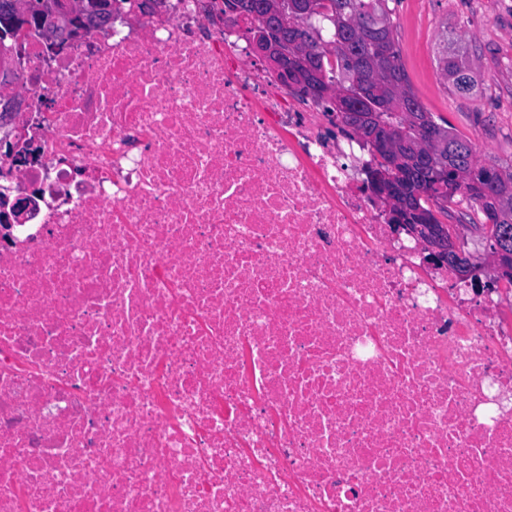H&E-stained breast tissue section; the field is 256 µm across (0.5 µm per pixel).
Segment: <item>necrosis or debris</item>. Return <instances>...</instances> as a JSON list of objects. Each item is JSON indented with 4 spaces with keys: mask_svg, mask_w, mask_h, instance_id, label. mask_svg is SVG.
<instances>
[{
    "mask_svg": "<svg viewBox=\"0 0 512 512\" xmlns=\"http://www.w3.org/2000/svg\"><path fill=\"white\" fill-rule=\"evenodd\" d=\"M219 4L0 44V512H512V285L427 266Z\"/></svg>",
    "mask_w": 512,
    "mask_h": 512,
    "instance_id": "1",
    "label": "necrosis or debris"
}]
</instances>
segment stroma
I'll list each match as a JSON object with an SVG mask.
<instances>
[{
	"label": "stroma",
	"instance_id": "35a3bbf8",
	"mask_svg": "<svg viewBox=\"0 0 512 512\" xmlns=\"http://www.w3.org/2000/svg\"><path fill=\"white\" fill-rule=\"evenodd\" d=\"M392 22L421 103L469 139L481 159L512 164V0H398ZM450 34L469 52L477 95L455 93L442 74Z\"/></svg>",
	"mask_w": 512,
	"mask_h": 512
}]
</instances>
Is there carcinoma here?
Returning <instances> with one entry per match:
<instances>
[{"label":"carcinoma","instance_id":"obj_1","mask_svg":"<svg viewBox=\"0 0 512 512\" xmlns=\"http://www.w3.org/2000/svg\"><path fill=\"white\" fill-rule=\"evenodd\" d=\"M18 0H0V42L14 33L4 27V19L15 16ZM82 15L71 20L72 31L97 28L112 14L113 0H83ZM314 9L300 15L283 37L290 43L299 41L307 50L313 68L319 73L316 83L302 89L318 100L330 99V111L343 117L338 105V92L346 91L352 101L361 104L360 111L373 115L356 135L368 141L377 129L378 121L389 122L397 136L407 145L416 144L420 126L407 119L404 103L428 117L445 150L434 155L424 166L400 167L398 183L408 193L412 208L425 213L436 212L448 217L452 209L466 205L458 212L459 220L467 221L481 232L482 240L498 243L507 238L512 251V165L500 166L481 160L472 142L457 135L447 122L439 123L411 90L407 75L400 64L399 49L393 36L391 17L395 0H312ZM379 45L384 54L377 58L372 47ZM464 48L450 40L443 48L439 65L443 76L454 91H478L470 64L464 61ZM489 166L496 172L497 198L484 195L471 186L449 187L455 171L466 172ZM494 225L487 223V218Z\"/></svg>","mask_w":512,"mask_h":512}]
</instances>
